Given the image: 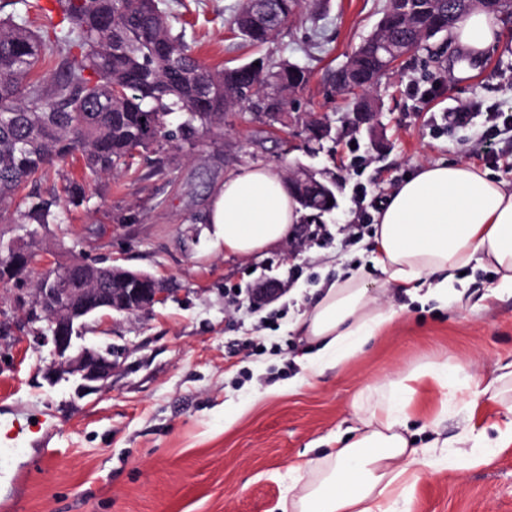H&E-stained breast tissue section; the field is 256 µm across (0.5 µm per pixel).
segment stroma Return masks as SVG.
<instances>
[{"instance_id":"1","label":"stroma","mask_w":512,"mask_h":512,"mask_svg":"<svg viewBox=\"0 0 512 512\" xmlns=\"http://www.w3.org/2000/svg\"><path fill=\"white\" fill-rule=\"evenodd\" d=\"M243 0H162L174 33L206 66L262 55L305 66L310 81L293 93L288 132L271 130L247 106L192 142L136 152L129 164L86 184V201L41 232L31 273L51 261L82 258L147 272L168 290L164 303L134 315L89 320L82 344L112 345L119 366L105 392L78 395L74 378L49 382L51 345L37 341L16 299L29 279L0 282V420L39 414L41 430L19 450L30 462L16 512H272L291 482L290 467L328 453L356 427L354 398L366 386L415 364L466 365L468 388L443 409L430 379L415 385L409 430L417 445L464 428L496 439L503 406L486 387L512 365V294L486 293L488 267L453 273L461 300L441 303L393 288L398 318L354 359L300 385L303 355L314 351L296 323L330 282L359 272L370 287L382 275L373 220L392 191L425 164L463 163L512 187V45L473 58L443 35L405 55L372 95L374 127L351 130V95L332 74L375 30L385 0H305L262 48L230 26ZM432 100L422 94L431 86ZM471 108L445 124L442 113ZM329 121L335 141L310 152L309 123ZM494 156H486L487 144ZM309 166L336 181V210L310 234L249 258L215 247L206 216L226 175L250 166ZM269 280L284 293L260 308L250 291ZM54 452L51 465L42 449ZM409 512H512V447L464 471L426 468Z\"/></svg>"}]
</instances>
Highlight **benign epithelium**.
<instances>
[{
  "mask_svg": "<svg viewBox=\"0 0 512 512\" xmlns=\"http://www.w3.org/2000/svg\"><path fill=\"white\" fill-rule=\"evenodd\" d=\"M52 274L44 287L34 290L20 304L49 318V333L35 332L37 338L53 346L56 360L46 367L45 377L54 381L66 375L78 380L81 396L96 394L112 378L117 366L112 350L93 346H75L87 320L99 313H136L149 310L166 300L165 289L153 276L125 268L112 267V279L103 288H69L68 273L58 263L48 266ZM285 288L275 280L258 285L251 292L253 302L276 300Z\"/></svg>",
  "mask_w": 512,
  "mask_h": 512,
  "instance_id": "1",
  "label": "benign epithelium"
}]
</instances>
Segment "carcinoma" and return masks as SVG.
I'll return each instance as SVG.
<instances>
[{
	"label": "carcinoma",
	"mask_w": 512,
	"mask_h": 512,
	"mask_svg": "<svg viewBox=\"0 0 512 512\" xmlns=\"http://www.w3.org/2000/svg\"><path fill=\"white\" fill-rule=\"evenodd\" d=\"M25 15L0 19V223L21 235L0 233V279L14 274L6 262L15 246L36 244L39 230L58 224L68 207L86 199L84 184L67 181L47 198L22 194L78 153L84 175L115 171L139 150L166 140L190 141L224 123V112L247 103L259 113L285 112L291 93L309 81L308 70L264 57L208 68L172 33L158 0H24ZM302 7V0H245L232 18L254 47L270 42ZM474 11L463 0H387L378 29L335 73L339 90H360L353 111L373 112L364 93L389 71L388 58L446 34ZM57 15L31 29L30 13ZM48 55L60 58L49 79L37 70ZM180 123L169 128V117ZM316 178L293 185L302 209H331Z\"/></svg>",
	"instance_id": "obj_1"
}]
</instances>
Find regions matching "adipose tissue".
Returning <instances> with one entry per match:
<instances>
[{"label":"adipose tissue","mask_w":512,"mask_h":512,"mask_svg":"<svg viewBox=\"0 0 512 512\" xmlns=\"http://www.w3.org/2000/svg\"><path fill=\"white\" fill-rule=\"evenodd\" d=\"M472 53L503 41L494 16L475 12L450 32ZM299 205L283 172L253 166L225 177L207 213L225 254L248 257L285 244L300 221ZM376 263L386 286L416 293L432 282L440 297L452 284L445 272L479 263L491 266L498 286L512 289V189L457 163L426 164L391 194L374 231ZM397 316L356 274L332 282L305 313L304 333L316 343L305 369L315 376L350 361ZM435 381L444 403L467 387L465 365L428 361L375 386L353 403L361 426L319 459L293 465V485L279 512H407L422 467L453 471L475 466L491 447L512 445V404L496 443L476 429L453 440L413 447L406 434L413 385Z\"/></svg>","instance_id":"obj_1"}]
</instances>
